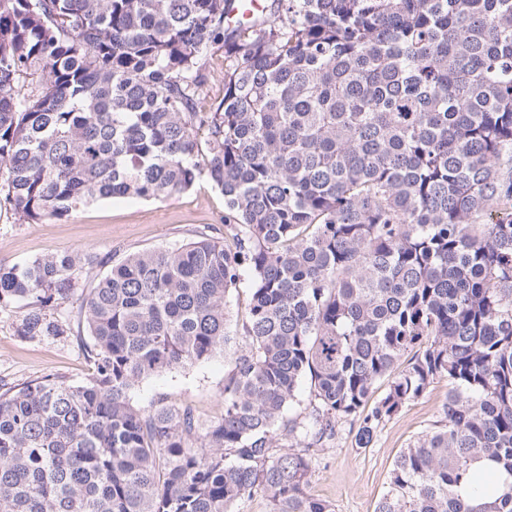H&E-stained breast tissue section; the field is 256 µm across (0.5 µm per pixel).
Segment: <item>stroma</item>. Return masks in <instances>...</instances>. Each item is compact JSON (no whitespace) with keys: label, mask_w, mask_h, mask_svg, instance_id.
<instances>
[{"label":"stroma","mask_w":512,"mask_h":512,"mask_svg":"<svg viewBox=\"0 0 512 512\" xmlns=\"http://www.w3.org/2000/svg\"><path fill=\"white\" fill-rule=\"evenodd\" d=\"M224 235V196L207 179L164 200L108 199L85 206L72 217L43 224H24L11 211H0V262L13 265L47 254L89 252L120 259L126 254L182 244L200 235ZM62 312L72 334L57 341H25L16 334L19 308L0 311V384L9 387L46 372L85 383L92 365L84 352L90 338L80 320L79 301ZM226 361L216 354L206 362L179 366L142 381L130 393L142 409L158 400L191 407L210 420L224 410ZM447 381L435 382L421 397L406 404L386 422L371 447L359 448L348 430H340L332 447L321 451L310 473L308 493L330 501L336 512H375L386 492L393 461L408 443L442 417Z\"/></svg>","instance_id":"35a3bbf8"}]
</instances>
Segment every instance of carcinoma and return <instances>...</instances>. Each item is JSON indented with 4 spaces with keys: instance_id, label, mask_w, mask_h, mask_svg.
I'll return each instance as SVG.
<instances>
[{
    "instance_id": "obj_1",
    "label": "carcinoma",
    "mask_w": 512,
    "mask_h": 512,
    "mask_svg": "<svg viewBox=\"0 0 512 512\" xmlns=\"http://www.w3.org/2000/svg\"><path fill=\"white\" fill-rule=\"evenodd\" d=\"M233 3L0 0V205L36 224L201 177L225 205L222 240L0 264L25 340L69 335L106 268L91 379L0 391V512H335L317 452L441 379L376 512H512V0H269L230 29ZM218 352L220 417L133 404ZM204 73L207 75L206 88L212 97L221 94L224 84V52L209 55L205 61Z\"/></svg>"
}]
</instances>
